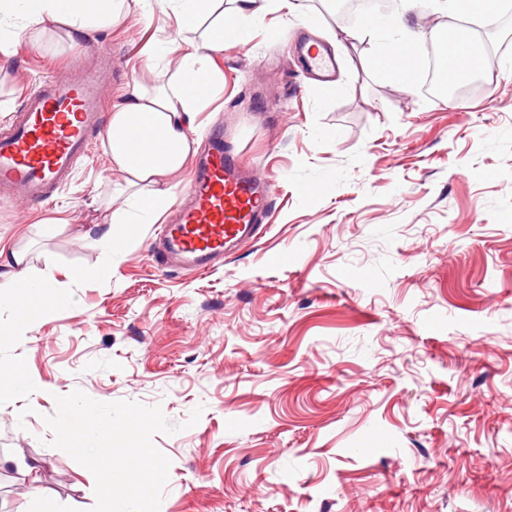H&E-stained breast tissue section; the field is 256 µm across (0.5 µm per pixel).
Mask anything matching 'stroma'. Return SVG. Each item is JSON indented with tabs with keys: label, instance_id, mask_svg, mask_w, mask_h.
<instances>
[{
	"label": "stroma",
	"instance_id": "stroma-1",
	"mask_svg": "<svg viewBox=\"0 0 512 512\" xmlns=\"http://www.w3.org/2000/svg\"><path fill=\"white\" fill-rule=\"evenodd\" d=\"M251 41L216 53L217 125L241 161L274 183L260 233L199 275L156 265L154 224L116 225V251L79 239L111 195L101 133L51 202L0 196V244L26 255L65 302L16 354L66 395L161 407L179 428L153 441L170 459L166 512H512V19L477 33L475 89L456 100L408 94L368 64L370 42L339 59L331 90L294 43H330L333 0L305 19L257 0ZM162 11L88 39L43 34L0 54V129L21 98L82 62L103 71L112 105L134 84L168 85L175 38ZM60 217L65 231L37 235ZM104 267L109 277L86 279ZM194 426L186 421L195 408ZM54 398L0 406V512H33L34 489L60 512H91L92 473L51 447Z\"/></svg>",
	"mask_w": 512,
	"mask_h": 512
}]
</instances>
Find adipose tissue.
Listing matches in <instances>:
<instances>
[{"label":"adipose tissue","instance_id":"1","mask_svg":"<svg viewBox=\"0 0 512 512\" xmlns=\"http://www.w3.org/2000/svg\"><path fill=\"white\" fill-rule=\"evenodd\" d=\"M229 2V8L220 11L216 0H0V25L11 27L17 40L36 38L49 28L72 41L88 38L121 17L151 12L157 3L174 16L181 31L200 30L204 17L212 19L200 39L183 40L174 48L158 43L144 49L150 61L179 52L176 83L154 90L137 84L113 104L105 153L112 170L124 179L118 194L125 207L88 234L91 246L114 251L115 225L155 223L168 207L172 177L196 152L193 114L211 87V56L225 44L244 45L250 40L256 0ZM419 4L420 0H398L397 9L382 21L366 19L344 37H333L335 50H345L351 41L373 40L371 67L392 74L406 90H413L411 76L420 65V55L410 18Z\"/></svg>","mask_w":512,"mask_h":512}]
</instances>
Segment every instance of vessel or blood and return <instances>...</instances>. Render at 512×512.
<instances>
[{
    "label": "vessel or blood",
    "mask_w": 512,
    "mask_h": 512,
    "mask_svg": "<svg viewBox=\"0 0 512 512\" xmlns=\"http://www.w3.org/2000/svg\"><path fill=\"white\" fill-rule=\"evenodd\" d=\"M103 122L95 70L74 67L42 81L0 129V192L33 205L49 201L88 157L90 134ZM272 194L269 179L251 173L225 152L223 137L213 136L166 228L163 260L187 270L209 268L255 236Z\"/></svg>",
    "instance_id": "1"
}]
</instances>
